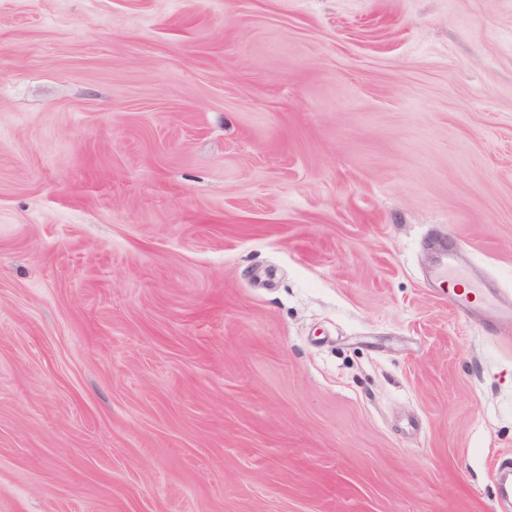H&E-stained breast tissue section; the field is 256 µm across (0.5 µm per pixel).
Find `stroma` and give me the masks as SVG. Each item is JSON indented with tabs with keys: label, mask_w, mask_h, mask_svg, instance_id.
Masks as SVG:
<instances>
[{
	"label": "stroma",
	"mask_w": 512,
	"mask_h": 512,
	"mask_svg": "<svg viewBox=\"0 0 512 512\" xmlns=\"http://www.w3.org/2000/svg\"><path fill=\"white\" fill-rule=\"evenodd\" d=\"M510 306L512 0H0V512H512ZM442 277H447L448 284L457 280H466L469 283L468 291L456 292L455 288H452L453 293L456 295V304L459 307H470L474 308L477 306L491 304L496 300L494 292L487 288L485 283L478 282L473 278L463 274L460 270L451 268L450 265H446L441 270ZM470 280V282L467 279Z\"/></svg>",
	"instance_id": "obj_1"
}]
</instances>
